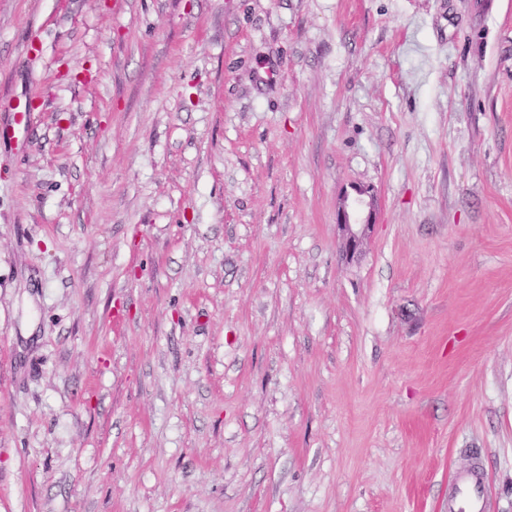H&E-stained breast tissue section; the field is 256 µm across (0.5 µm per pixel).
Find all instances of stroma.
<instances>
[{
  "label": "stroma",
  "mask_w": 512,
  "mask_h": 512,
  "mask_svg": "<svg viewBox=\"0 0 512 512\" xmlns=\"http://www.w3.org/2000/svg\"><path fill=\"white\" fill-rule=\"evenodd\" d=\"M1 98L0 512H512V0H0ZM19 106L12 99L0 102V108L8 113L7 121L0 123V139H9L17 145L26 139L29 129V114ZM355 196L344 192L336 212V226L341 232L342 253L347 260H353L361 251L372 224L373 195L367 187H354ZM367 210L364 220L360 214ZM451 484L454 494L448 498V512H490L480 468L472 466L454 473Z\"/></svg>",
  "instance_id": "1"
}]
</instances>
